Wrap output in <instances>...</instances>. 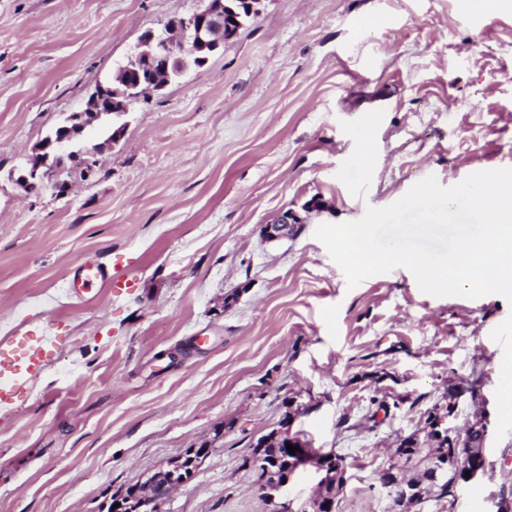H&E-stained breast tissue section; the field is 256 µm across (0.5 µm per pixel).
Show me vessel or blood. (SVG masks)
Listing matches in <instances>:
<instances>
[{
	"mask_svg": "<svg viewBox=\"0 0 512 512\" xmlns=\"http://www.w3.org/2000/svg\"><path fill=\"white\" fill-rule=\"evenodd\" d=\"M109 279L105 264L85 261L77 266L68 286L74 294L82 295ZM57 348L53 340L27 334L16 337L11 343L0 344V407L18 400L29 381L54 356Z\"/></svg>",
	"mask_w": 512,
	"mask_h": 512,
	"instance_id": "1",
	"label": "vessel or blood"
}]
</instances>
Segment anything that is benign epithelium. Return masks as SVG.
<instances>
[{
  "instance_id": "1",
  "label": "benign epithelium",
  "mask_w": 512,
  "mask_h": 512,
  "mask_svg": "<svg viewBox=\"0 0 512 512\" xmlns=\"http://www.w3.org/2000/svg\"><path fill=\"white\" fill-rule=\"evenodd\" d=\"M231 7L226 0H210L208 7L187 18H175L169 29L148 31L140 40L137 49L128 56L130 65L121 67L119 74L121 88H112V83L98 85L91 93L86 107L80 112L72 113L60 127L59 132L43 139L34 148L33 156L22 166L24 173L18 175L12 171L9 179L23 189L50 191L56 195L68 192L69 185L60 179L65 161L82 168L85 175L94 173L98 161L90 158V152L83 149L81 139L92 136L91 126L94 119L101 114L124 113L129 104L142 97L141 88L148 84L149 89L160 91L173 79L179 78L190 65V59L199 52L218 51L224 46L225 38L232 35L233 27L225 22ZM145 72L147 82L133 79L132 74ZM300 219L292 212L278 215L273 222L263 225V237L277 240L292 236L297 231ZM456 395H448L446 413H434L431 426L427 431L436 436H448V454L444 462L434 469L431 482L446 483L448 489L457 491L458 487L468 483L485 470V459L467 448L466 442L449 435L443 427L444 418L453 413ZM293 422H288L278 432L287 443L299 447L295 454L288 455L291 473L286 479H278L270 468L258 469L254 472V485L258 491L273 503L278 512H289L285 504L278 501L279 494L294 477L306 466L312 464L318 471L327 469V461L335 459L333 453H316L292 432ZM184 457L169 461L157 472L140 481L143 492L133 503L131 512H163L162 506L170 495L188 482L184 473ZM470 476H465V472ZM386 478L381 480L382 487L387 490L393 500H400L411 508L421 503L431 488L421 485H409L406 456L394 451L390 463L385 468Z\"/></svg>"
}]
</instances>
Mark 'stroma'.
I'll return each instance as SVG.
<instances>
[{"instance_id":"35a3bbf8","label":"stroma","mask_w":512,"mask_h":512,"mask_svg":"<svg viewBox=\"0 0 512 512\" xmlns=\"http://www.w3.org/2000/svg\"><path fill=\"white\" fill-rule=\"evenodd\" d=\"M472 0H262L200 68L104 115L121 128L70 190L0 181V342L58 336L0 410V512H104L120 486L210 443L163 512H266L240 467L296 400L292 430L345 459L336 512H388L392 444L457 392L461 432L496 414L512 312L422 292L406 268L348 287L314 238L421 179L512 167V9ZM208 0H0V170L109 80L150 29ZM390 23L363 33L366 16ZM290 211L296 235L263 241ZM86 260L128 285L84 297ZM482 511L512 494V432L487 439Z\"/></svg>"}]
</instances>
